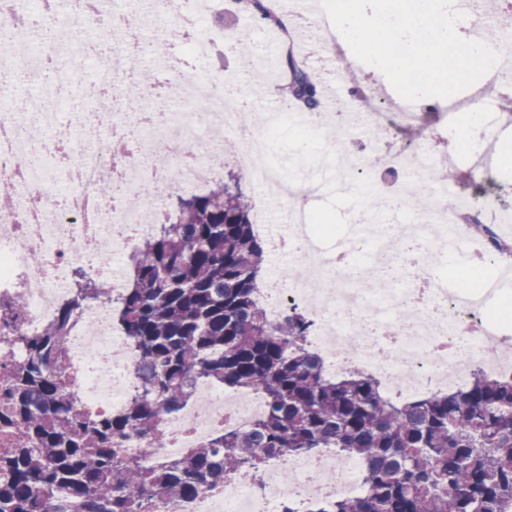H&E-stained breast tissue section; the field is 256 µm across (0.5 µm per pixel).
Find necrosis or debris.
Listing matches in <instances>:
<instances>
[{
	"mask_svg": "<svg viewBox=\"0 0 512 512\" xmlns=\"http://www.w3.org/2000/svg\"><path fill=\"white\" fill-rule=\"evenodd\" d=\"M147 7L154 16L172 18V25L150 30L141 14L113 8L111 0H38L32 10L23 0H0V32L9 36L0 47V74L19 75L31 90L24 111H0V196L11 201L0 209V301L24 308L17 323L0 325V368L22 364L26 339L42 335L59 306L71 300L74 267L110 281L113 297H120L128 278L126 259L167 217L163 203L139 197L140 188L157 192L175 182L188 193L211 184L215 172L207 158L230 127L239 143L238 169L274 206L259 214L258 229L271 256L289 260L260 289V303L273 323L292 305L309 313L327 374L365 371L378 378L385 395L404 399L462 386L476 368L511 375L512 314L486 316L497 291L482 272L491 263L499 272L512 270V241L481 239L477 257L467 265L478 277L475 288L451 290L435 275L432 261L448 258L450 241L467 237L470 229L447 196L446 174L431 167L426 150L391 151L382 133L386 125L418 126L420 113L393 101L382 84L364 81L360 87L372 105L359 126L306 116L301 133L315 130L331 143L340 182L360 181L365 190L375 189L359 163L374 151L385 167L428 197L419 212L400 195L403 223L351 233L344 253L326 252L320 246L323 227L307 206L321 191L319 181L301 183L266 161L277 117L254 113L252 130H245L238 98L222 95L211 73L183 68L185 60L206 61L217 50L203 32L210 0H196L190 18L184 17L180 0H148ZM39 18L59 31L53 54L27 38ZM95 28L117 39L96 59L94 107L76 113L74 125L61 124L53 106L64 99L69 79L59 73L49 82L44 72L56 59L76 62L86 55L78 37ZM499 28L500 63L488 73L485 87L449 98V113L478 110L490 88L512 71V24ZM174 29L180 32L182 54L170 58L168 68L186 74L174 93L208 108L203 125L174 112L156 123L137 73L127 65L132 57L155 56L157 41ZM169 150L176 153L174 161L152 162L154 153ZM44 154L54 158L56 173L39 163ZM103 181L113 184L114 192L101 194ZM66 349L68 379L81 409L89 415L121 411L138 383L137 358L113 323L110 307L82 302ZM264 411L265 402L255 393L198 381L182 411L160 417L162 446L137 436L122 446L153 470L209 440L218 425L247 432ZM364 473L361 461L337 457L330 448L303 457L284 455L265 464L263 494H255L250 477L241 473L178 504L157 501L153 512H279L285 498L307 504L357 496Z\"/></svg>",
	"mask_w": 512,
	"mask_h": 512,
	"instance_id": "4bbe7bcc",
	"label": "necrosis or debris"
}]
</instances>
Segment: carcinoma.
<instances>
[{
    "label": "carcinoma",
    "instance_id": "1",
    "mask_svg": "<svg viewBox=\"0 0 512 512\" xmlns=\"http://www.w3.org/2000/svg\"><path fill=\"white\" fill-rule=\"evenodd\" d=\"M243 12L285 28L270 0H239ZM278 91L323 112V89L304 61L286 55ZM241 177L177 196L169 220L130 257L115 314L138 352L139 390L119 414L90 417L66 381L65 336L78 303H112L84 269L57 320L27 341L24 364L0 375V428L16 434L0 451V512H51L59 490L83 512H151L285 453L334 448L362 460L364 489L315 512H512V377L477 369L463 387L392 402L362 371L324 373L309 346L312 322L292 306L275 324L256 300L266 246L251 220ZM23 306L0 303V324ZM198 379L248 388L265 413L246 435L226 431L156 471L125 454L136 434L155 445L158 420L182 410Z\"/></svg>",
    "mask_w": 512,
    "mask_h": 512
}]
</instances>
